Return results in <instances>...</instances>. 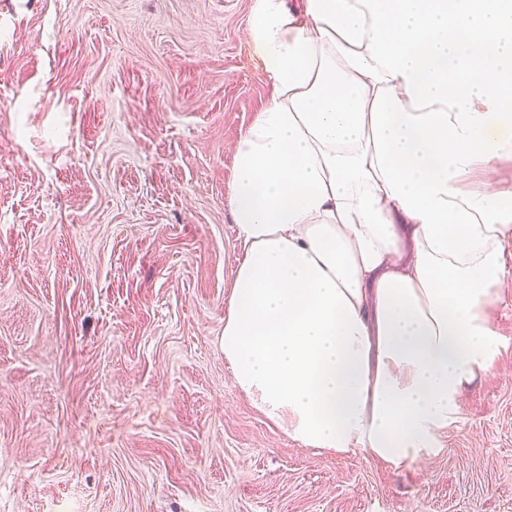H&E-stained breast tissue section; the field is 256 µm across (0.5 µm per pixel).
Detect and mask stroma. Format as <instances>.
<instances>
[{
    "mask_svg": "<svg viewBox=\"0 0 512 512\" xmlns=\"http://www.w3.org/2000/svg\"><path fill=\"white\" fill-rule=\"evenodd\" d=\"M252 5L0 0V512H512V253L418 459L303 445L235 386Z\"/></svg>",
    "mask_w": 512,
    "mask_h": 512,
    "instance_id": "stroma-1",
    "label": "stroma"
}]
</instances>
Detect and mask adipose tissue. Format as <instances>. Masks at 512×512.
<instances>
[{"label": "adipose tissue", "mask_w": 512, "mask_h": 512, "mask_svg": "<svg viewBox=\"0 0 512 512\" xmlns=\"http://www.w3.org/2000/svg\"><path fill=\"white\" fill-rule=\"evenodd\" d=\"M247 36L271 93L235 148L224 357L304 445L407 461L496 349L512 0H254Z\"/></svg>", "instance_id": "obj_1"}]
</instances>
